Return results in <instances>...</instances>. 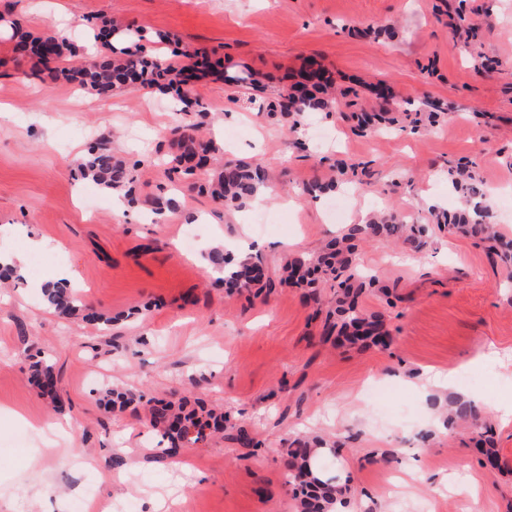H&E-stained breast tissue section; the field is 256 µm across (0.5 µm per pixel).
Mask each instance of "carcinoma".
<instances>
[{
	"label": "carcinoma",
	"mask_w": 512,
	"mask_h": 512,
	"mask_svg": "<svg viewBox=\"0 0 512 512\" xmlns=\"http://www.w3.org/2000/svg\"><path fill=\"white\" fill-rule=\"evenodd\" d=\"M453 38L469 48L476 39V27L465 13H457L452 26ZM99 36L112 37L103 43L98 55L81 64L78 68H67L61 64V50L65 38L53 29L39 39L20 37L15 41L14 50L25 51L27 56L38 62L33 75L57 81L65 79L76 81L97 94L108 97L112 90L121 86H141L159 89H175L180 101L204 111L203 103L191 97L186 88L184 74L194 71V65H184L179 58L160 64L143 54L140 48L127 45L128 32L119 25L105 21L99 27ZM330 72L324 67L308 73L300 69L293 76L291 91L279 94L273 107L281 112H332L337 100ZM392 110L380 107L379 112L362 113L357 116L358 127L374 134L381 124L391 123ZM173 132L180 134L184 143L182 150L170 154L167 158L169 172L183 180H205L204 188L213 199L226 206L242 207L257 194L260 187L266 185L263 169L244 160H226L219 167L208 170L195 168L186 161L200 156V159H216L219 148L213 143L196 141L192 128L177 127ZM81 174L108 189H128V204L137 203L133 188V176L126 164L112 156V153L99 147L89 149L88 155L75 161ZM489 214L480 212L436 214L438 224H457L459 229L490 243V248L503 260L512 259V244L502 241L488 221ZM427 229L420 224H405L394 215H377L365 224H356L348 229L345 237L331 244L327 251L318 257L306 255L293 256L287 261L288 283L295 286L313 287L315 274L322 272L336 280L339 290L336 293V341L352 345L379 346L387 349L393 337L384 330L382 317L367 314L358 308L357 297L366 286L367 276L360 273L352 264L349 254L351 241L355 239H375L382 236H399L411 246L419 247L424 243ZM210 260L216 273L224 275V284L228 288H251L264 283L265 272L260 260L236 262L224 256L221 249L211 251ZM43 296L54 313L64 319L83 315L87 321L96 322L106 330L112 325V317L97 312L83 313L84 306L76 292L62 285L43 290ZM31 379L42 390L55 391L56 381L53 368L47 360H37L31 365ZM448 423L460 425L467 430L480 434L479 450L486 460L499 459L493 448L490 429L485 423L478 406L472 401L452 399L448 401ZM291 451L292 461L288 464V482L300 485V499L306 512H327L333 501L334 490L327 484L317 481V477L308 469L305 460L310 454L302 440L294 441Z\"/></svg>",
	"instance_id": "obj_1"
}]
</instances>
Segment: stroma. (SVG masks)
Returning a JSON list of instances; mask_svg holds the SVG:
<instances>
[{
  "label": "stroma",
  "instance_id": "1",
  "mask_svg": "<svg viewBox=\"0 0 512 512\" xmlns=\"http://www.w3.org/2000/svg\"><path fill=\"white\" fill-rule=\"evenodd\" d=\"M442 0H0V252L32 261L25 238L56 244L44 272L67 269L86 308L112 315L111 330L64 320L44 303L43 274L0 295V512H31L32 487L49 479L50 500L67 512H301L287 484L295 439L322 442L323 472L359 491L353 512H512V421L496 407L512 400V284L505 265L477 239L431 222L442 209L482 206L512 238V0L480 5L478 71L435 16ZM167 35L144 53L200 49L248 67L266 86L216 78L193 84L204 112H181L170 97L139 88L103 99L62 81L33 77L17 59L11 23L32 35L62 24L67 63L88 58L101 18ZM338 84L384 81L400 109L447 103L433 126L355 133L342 113L290 117L266 104L287 89V73L307 59ZM200 134L227 158L259 163L274 197L238 210L170 181L162 163L174 128ZM100 142L132 164L135 206L115 208L74 167ZM467 165L482 190L466 197L452 173ZM338 183L316 197L305 186ZM169 201L163 220L157 202ZM378 209L429 227L422 250L381 238L360 242L356 261L381 287L360 308L381 315L389 348L361 349L326 337L336 285L315 293L278 283L285 260L318 254L328 240ZM20 224L24 233L13 232ZM195 226L193 249L179 247ZM258 257L269 288L228 291L209 271L215 242ZM497 348L499 361L482 360ZM54 366L57 394L30 381L29 357ZM458 370L454 391H422L418 374ZM488 376L475 390L467 377ZM134 394L105 411L101 391ZM474 400L492 427L500 467H483L471 433L445 428L450 394ZM200 401L223 413L224 429L183 444L166 458L156 402ZM68 421L73 467L53 469L38 427ZM412 491H405L403 481Z\"/></svg>",
  "mask_w": 512,
  "mask_h": 512
}]
</instances>
